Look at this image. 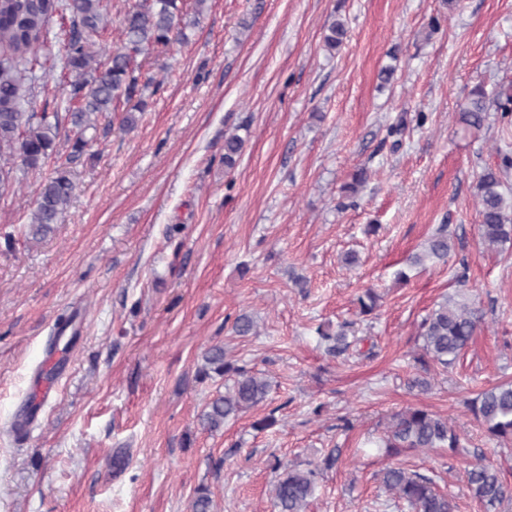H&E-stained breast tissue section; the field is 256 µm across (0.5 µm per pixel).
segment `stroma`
Returning a JSON list of instances; mask_svg holds the SVG:
<instances>
[{"mask_svg":"<svg viewBox=\"0 0 512 512\" xmlns=\"http://www.w3.org/2000/svg\"><path fill=\"white\" fill-rule=\"evenodd\" d=\"M187 35L139 57L162 87L133 130L112 115L89 130L53 233L0 243V512H190L201 486L214 512H272L274 463L330 454L309 512H407L365 441L415 406L462 447L394 462L484 512L466 471L491 464L512 485V444L464 401L512 381V246L482 243L476 185L512 155V121L490 111L475 129L459 106L512 78V0H209ZM64 52L54 37L40 50L55 66L35 70L25 111H67ZM231 134L244 148L228 169ZM19 178L0 226L28 220L42 177ZM442 224L448 263L408 269ZM462 273L484 314L474 342L408 390L417 327ZM368 287L381 300L363 316ZM242 313L256 335L233 334ZM345 320L372 357L327 354L318 327ZM216 343L271 389L211 433L199 417L225 380L198 369ZM41 373L56 379L45 402ZM269 413L277 425L253 430Z\"/></svg>","mask_w":512,"mask_h":512,"instance_id":"obj_1","label":"stroma"}]
</instances>
